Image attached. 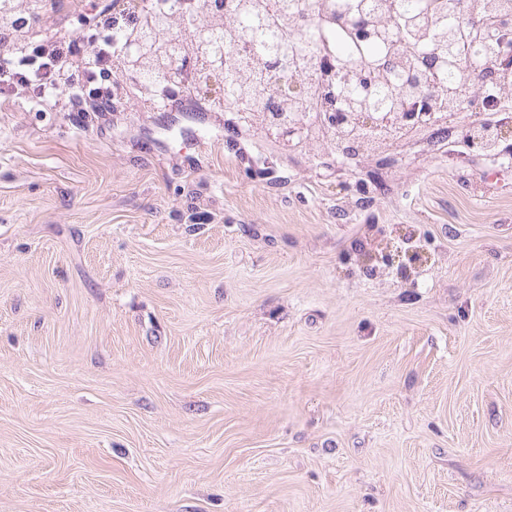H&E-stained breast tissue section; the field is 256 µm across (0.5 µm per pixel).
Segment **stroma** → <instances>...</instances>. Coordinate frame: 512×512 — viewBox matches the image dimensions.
Returning <instances> with one entry per match:
<instances>
[{
  "instance_id": "obj_1",
  "label": "stroma",
  "mask_w": 512,
  "mask_h": 512,
  "mask_svg": "<svg viewBox=\"0 0 512 512\" xmlns=\"http://www.w3.org/2000/svg\"><path fill=\"white\" fill-rule=\"evenodd\" d=\"M221 90L0 106V512H512V158L362 188Z\"/></svg>"
}]
</instances>
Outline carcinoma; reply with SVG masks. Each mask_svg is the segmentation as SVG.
<instances>
[{"label":"carcinoma","instance_id":"1","mask_svg":"<svg viewBox=\"0 0 512 512\" xmlns=\"http://www.w3.org/2000/svg\"><path fill=\"white\" fill-rule=\"evenodd\" d=\"M41 0H0V10L38 15ZM129 24L131 51L112 59V70L139 91L152 81L182 84L186 71L194 88L224 81V111L265 128L307 123L326 112L341 120L324 128L323 148L350 166L386 157L400 138L436 143L432 124L448 131V118L494 92L499 111L512 110V67L499 62L498 48L512 31V0H195V27L177 13L160 16L144 5L112 13ZM52 27L19 28L0 16V54L19 56ZM170 47L184 60L167 68ZM332 58L334 77L312 82L315 62ZM372 71L371 94L357 74ZM395 140L386 151L364 147V118ZM490 118L478 119L477 137H490L489 156L502 154Z\"/></svg>","mask_w":512,"mask_h":512}]
</instances>
